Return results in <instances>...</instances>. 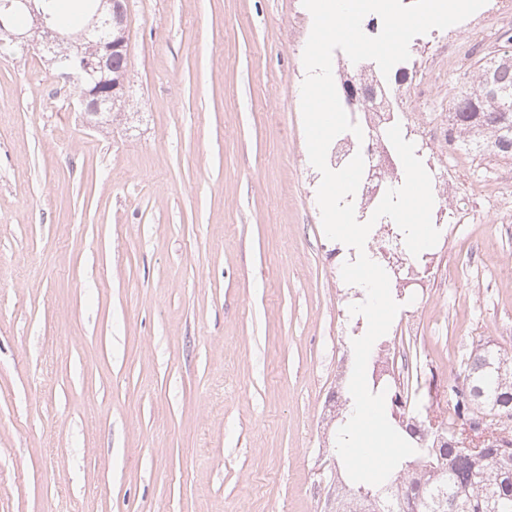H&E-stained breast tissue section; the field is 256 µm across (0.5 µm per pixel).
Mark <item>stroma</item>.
<instances>
[{"label": "stroma", "mask_w": 512, "mask_h": 512, "mask_svg": "<svg viewBox=\"0 0 512 512\" xmlns=\"http://www.w3.org/2000/svg\"><path fill=\"white\" fill-rule=\"evenodd\" d=\"M502 0L410 43L396 107L432 179L437 244L367 368L419 416L485 341L512 353V180L420 143L512 27ZM128 68L88 123L35 48L0 53V512H326L352 341L300 106L302 0H128ZM459 43L455 60L441 44Z\"/></svg>", "instance_id": "1"}]
</instances>
